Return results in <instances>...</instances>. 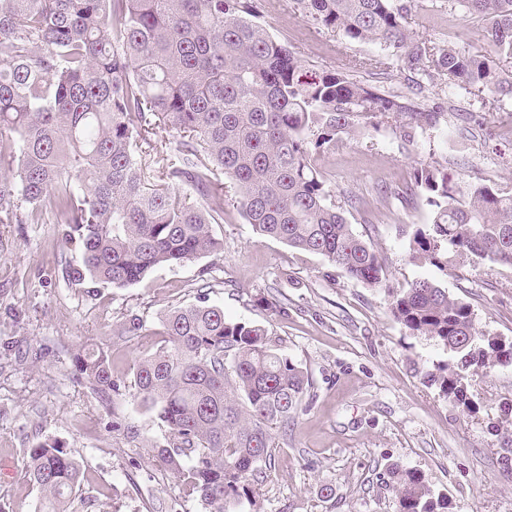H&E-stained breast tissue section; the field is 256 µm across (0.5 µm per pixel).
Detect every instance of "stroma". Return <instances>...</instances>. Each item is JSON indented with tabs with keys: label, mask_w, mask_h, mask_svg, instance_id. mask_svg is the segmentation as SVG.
Listing matches in <instances>:
<instances>
[{
	"label": "stroma",
	"mask_w": 512,
	"mask_h": 512,
	"mask_svg": "<svg viewBox=\"0 0 512 512\" xmlns=\"http://www.w3.org/2000/svg\"><path fill=\"white\" fill-rule=\"evenodd\" d=\"M260 4L270 33L314 71L375 51L329 35L306 38L294 0ZM408 26L426 39L489 49L479 21L444 6L409 17ZM424 94L443 108L436 128L411 143L385 127L348 136L318 163L353 231L382 254L387 287L430 279L471 306L479 331L512 340V267L468 257L449 272L410 261L409 240L430 223L432 208L423 195L402 193L415 168L432 161L463 182L511 193L512 101L480 103L438 80ZM212 180L226 199L224 220L213 227L222 250L158 267L127 288L68 281L80 251L59 244L52 214L35 224L0 223V512H34L40 493L23 451L46 439L86 463L75 512H204L178 502L174 479L154 461L152 446L165 432L152 413L132 393L112 396L78 381L73 364L78 350L101 347L114 375L131 377L159 346L161 317L202 298L229 320L264 324L313 380L315 398L260 488L261 512H396L382 482L395 464L418 470L452 512H512V423L500 411L512 399V367L478 382L480 409L463 413L424 384V372L448 355L394 319L386 287L259 237L232 206L230 181L219 172ZM383 185L392 196H379ZM262 296L285 303L287 314L256 307ZM134 317L144 328L129 337L123 328ZM324 485L333 498H320Z\"/></svg>",
	"instance_id": "obj_1"
}]
</instances>
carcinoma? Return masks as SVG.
Listing matches in <instances>:
<instances>
[{
	"mask_svg": "<svg viewBox=\"0 0 512 512\" xmlns=\"http://www.w3.org/2000/svg\"><path fill=\"white\" fill-rule=\"evenodd\" d=\"M309 32L343 44L372 43L388 56L351 58L307 74L288 45L260 23L258 0H0V215L11 224L43 210L64 225L60 244L78 245L70 281L125 288L159 266H180L218 250L212 225L224 219L213 169L236 188L234 204L264 238L319 255L351 280L386 281L371 240L336 207V189L316 157L336 141L386 123L410 137L433 128L441 106L419 97L439 78L483 100L512 99V0H448L482 23L491 55L419 37L408 17L427 0H295ZM400 62L415 86L404 96L356 80ZM157 127L176 138L167 164L146 161ZM407 189L433 207L409 258L447 269L458 256L512 266V193L459 184L425 163ZM206 205L186 203L183 187ZM393 317L451 354L424 380L467 413L479 410L476 378L512 366V340L475 328L469 304L420 278L386 289ZM161 344L129 380L114 377L102 348L74 355L79 379L114 395L133 388L168 437L154 458L180 497L204 512H260L258 485L275 464L274 432L288 431L313 399L308 372L268 328L232 322L205 303L161 319ZM36 512H74L83 463L46 440L27 449ZM385 486L397 512H450L415 470L392 466Z\"/></svg>",
	"mask_w": 512,
	"mask_h": 512,
	"instance_id": "obj_1",
	"label": "carcinoma"
}]
</instances>
